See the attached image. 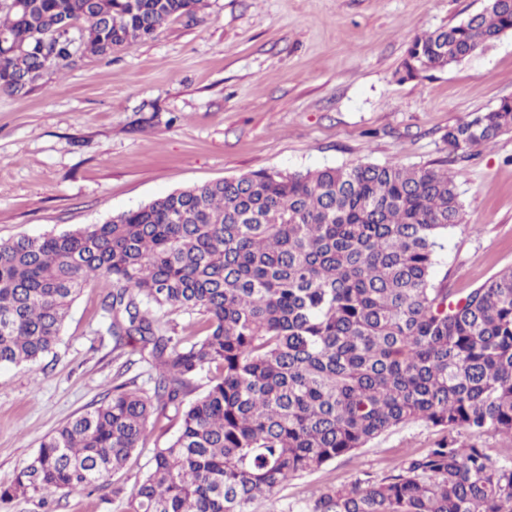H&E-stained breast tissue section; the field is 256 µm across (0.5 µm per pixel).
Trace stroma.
Masks as SVG:
<instances>
[{
	"mask_svg": "<svg viewBox=\"0 0 512 512\" xmlns=\"http://www.w3.org/2000/svg\"><path fill=\"white\" fill-rule=\"evenodd\" d=\"M482 0H205L157 37L109 57L79 53L25 96L0 93V241L99 224L170 192L262 169L360 163L448 168L463 221L436 282L463 296L512 267V132L449 155L450 126L512 99V32L460 63L400 80L412 41ZM108 279L74 301L60 340L33 366L0 369V484L43 438L111 390L117 368L148 388L133 346L115 349ZM174 411L106 485L30 494L0 512H123L125 494L178 430ZM440 432L407 423L278 490L277 512H309L330 488L394 473Z\"/></svg>",
	"mask_w": 512,
	"mask_h": 512,
	"instance_id": "obj_1",
	"label": "stroma"
}]
</instances>
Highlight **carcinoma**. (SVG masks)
Returning a JSON list of instances; mask_svg holds the SVG:
<instances>
[{
	"instance_id": "1",
	"label": "carcinoma",
	"mask_w": 512,
	"mask_h": 512,
	"mask_svg": "<svg viewBox=\"0 0 512 512\" xmlns=\"http://www.w3.org/2000/svg\"><path fill=\"white\" fill-rule=\"evenodd\" d=\"M202 0H0V92L25 95L83 51L106 56L157 36ZM512 32V5L486 0L464 21L413 40L409 80ZM512 130V100L448 128V152ZM448 172L358 164L252 172L176 190L60 233L0 241V367L49 353L71 302L96 277L119 348L156 370L153 392L112 386L40 445L0 500L97 486L119 473L172 405L175 437L125 512H255L277 490L388 430L422 421L442 438L375 482L340 485L310 512H512V268L462 297L434 282L462 221ZM204 323L169 336L153 310ZM218 375L185 401L204 366ZM466 431L474 441L464 443Z\"/></svg>"
}]
</instances>
